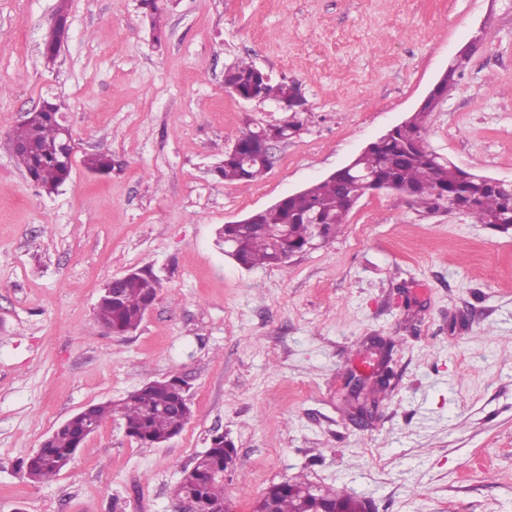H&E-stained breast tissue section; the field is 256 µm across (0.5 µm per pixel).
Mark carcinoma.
I'll return each instance as SVG.
<instances>
[{"label": "carcinoma", "instance_id": "carcinoma-1", "mask_svg": "<svg viewBox=\"0 0 512 512\" xmlns=\"http://www.w3.org/2000/svg\"><path fill=\"white\" fill-rule=\"evenodd\" d=\"M66 29L67 13L61 8L55 30L46 42V60L54 59L56 39ZM460 69L461 65L451 63L436 94L393 131L364 149L351 160L349 167L336 170L269 208L250 213L245 224L224 225L221 238L229 247L231 257L244 268L257 265L284 268L288 266V255L306 251L315 233L326 239L335 236L362 197L371 189L381 187L406 195L424 215L445 213L459 205L476 224H488L504 232L512 230V191L501 189L491 178L463 170L450 160L437 159L427 140L430 115L437 100L451 91ZM258 71L253 62L241 59L224 70V88L245 100L256 87L264 101L273 103L289 99L299 91L300 84L294 80L286 77L275 80L269 75L259 80ZM57 114V104L45 101L30 113L26 122L14 128L9 138L18 163L49 194L66 181L72 169L56 153L61 140ZM296 125L297 122L290 121L284 125L247 127L224 152V163L216 172L226 182L257 181L270 169L257 160L261 143L271 135L281 140L290 137V129ZM84 165L94 172L107 173L112 169V155L88 156ZM158 288V280L149 271L142 270L125 278L117 292L96 305V324L110 325L121 332L137 329L146 305L157 297ZM181 402V391L171 381L154 380L145 384L130 393L120 408L127 434L144 443H153L180 433L191 417L179 410ZM110 417V403L89 407L88 418L99 427ZM80 426L81 422L75 420L55 429L47 437L39 457L21 462L26 478L39 483L49 481L65 468L76 451L74 438ZM224 441L222 435L212 437L210 447L196 457L197 469H224L233 461ZM307 487L309 484L299 480L273 484L255 502L253 512H265L269 508L273 512H300ZM182 488L206 504L224 502L222 480L199 483L189 478ZM312 494L328 503L358 505L355 497L340 490L320 489Z\"/></svg>", "mask_w": 512, "mask_h": 512}]
</instances>
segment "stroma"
I'll return each instance as SVG.
<instances>
[{
    "mask_svg": "<svg viewBox=\"0 0 512 512\" xmlns=\"http://www.w3.org/2000/svg\"><path fill=\"white\" fill-rule=\"evenodd\" d=\"M162 24L158 45L141 0H0V512H174L216 434L235 448L232 512L293 478L373 512H512V231L381 191L284 270L242 268L217 242L415 112L467 47L428 142L511 181L512 0H169ZM242 57L310 104L249 185L216 164L245 122L288 115L225 92ZM46 99L77 146L52 195L8 148ZM95 153L112 174L85 168ZM139 268L160 282L153 308L133 334L98 329L104 285ZM373 336L394 343L390 380L358 423L344 381L369 371ZM172 376L192 416L168 443H140L116 415L52 481L19 471L72 415Z\"/></svg>",
    "mask_w": 512,
    "mask_h": 512,
    "instance_id": "35a3bbf8",
    "label": "stroma"
}]
</instances>
